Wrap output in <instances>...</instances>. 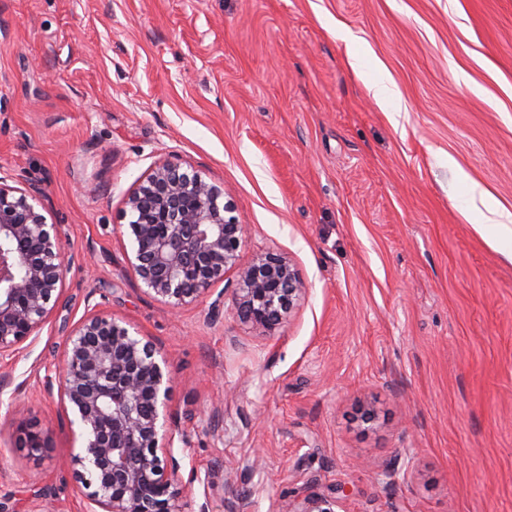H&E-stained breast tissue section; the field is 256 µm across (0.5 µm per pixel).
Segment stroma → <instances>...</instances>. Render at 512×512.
<instances>
[{
	"mask_svg": "<svg viewBox=\"0 0 512 512\" xmlns=\"http://www.w3.org/2000/svg\"><path fill=\"white\" fill-rule=\"evenodd\" d=\"M164 160L223 185L242 262L296 264L274 331L235 271L178 309L130 277L124 201ZM0 174L67 237L48 323L0 359V512L84 510L45 378L91 301L169 364L181 512L339 484L335 512H512V259L480 198L512 213V0H0Z\"/></svg>",
	"mask_w": 512,
	"mask_h": 512,
	"instance_id": "35a3bbf8",
	"label": "stroma"
}]
</instances>
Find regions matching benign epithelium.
<instances>
[{
  "instance_id": "7a95c632",
  "label": "benign epithelium",
  "mask_w": 512,
  "mask_h": 512,
  "mask_svg": "<svg viewBox=\"0 0 512 512\" xmlns=\"http://www.w3.org/2000/svg\"><path fill=\"white\" fill-rule=\"evenodd\" d=\"M37 188L0 176V358L37 337L64 281L65 233L47 221ZM133 276L175 307L205 294L236 270L239 320L271 331L291 314L306 288L293 261L240 253L248 225L224 200V186L197 171L162 161L126 198ZM173 377L165 359L130 325L96 312L64 342L58 398L80 430L70 458L74 481L90 490L86 512H180L172 448H159ZM336 498L319 494L288 501L285 512H334Z\"/></svg>"
}]
</instances>
